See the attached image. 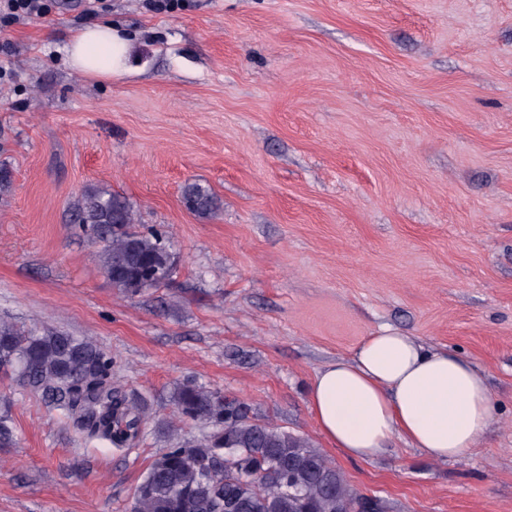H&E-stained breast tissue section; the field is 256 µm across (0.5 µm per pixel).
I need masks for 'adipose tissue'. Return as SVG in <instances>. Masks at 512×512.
Returning a JSON list of instances; mask_svg holds the SVG:
<instances>
[{
  "mask_svg": "<svg viewBox=\"0 0 512 512\" xmlns=\"http://www.w3.org/2000/svg\"><path fill=\"white\" fill-rule=\"evenodd\" d=\"M128 46L118 29L94 24L73 35L67 55L84 75L108 79L125 70ZM309 402L323 435L355 459L375 455L396 434L430 458H456L494 415L486 377L472 362L392 329L320 370Z\"/></svg>",
  "mask_w": 512,
  "mask_h": 512,
  "instance_id": "1",
  "label": "adipose tissue"
}]
</instances>
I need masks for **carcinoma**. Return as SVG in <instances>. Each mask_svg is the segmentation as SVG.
Returning a JSON list of instances; mask_svg holds the SVG:
<instances>
[{"mask_svg": "<svg viewBox=\"0 0 512 512\" xmlns=\"http://www.w3.org/2000/svg\"><path fill=\"white\" fill-rule=\"evenodd\" d=\"M186 208L207 219L221 208L211 188L190 182ZM67 220L83 229L119 294L164 284L175 257L165 233L143 230L132 203L103 188L84 190ZM0 374L62 407L90 439L117 449L138 443L146 408L112 384V357L90 337L0 318ZM171 419L208 431L162 449L136 486L130 512H390L365 498L322 451L300 435L249 416V407L193 379L177 384Z\"/></svg>", "mask_w": 512, "mask_h": 512, "instance_id": "carcinoma-1", "label": "carcinoma"}]
</instances>
